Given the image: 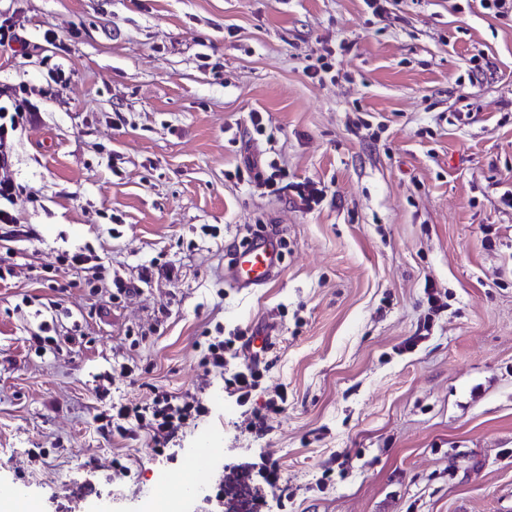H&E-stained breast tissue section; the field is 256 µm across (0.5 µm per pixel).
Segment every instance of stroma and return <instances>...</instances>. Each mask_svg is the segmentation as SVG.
I'll return each mask as SVG.
<instances>
[{
  "label": "stroma",
  "instance_id": "stroma-1",
  "mask_svg": "<svg viewBox=\"0 0 512 512\" xmlns=\"http://www.w3.org/2000/svg\"><path fill=\"white\" fill-rule=\"evenodd\" d=\"M4 20L0 101L21 91L38 112L0 169L33 231L0 227V486L39 512H142L207 442L220 455L185 512H225L213 485L266 457L284 480L253 512H512V16L481 0H0ZM323 57L331 76L310 78ZM275 166L324 200L272 192ZM275 229L277 278L235 287L231 248ZM76 251L87 267H63ZM46 322L59 348L41 356ZM220 329L271 344L252 404L281 385L287 406L263 433L198 366ZM154 388L211 409L169 455L98 431Z\"/></svg>",
  "mask_w": 512,
  "mask_h": 512
}]
</instances>
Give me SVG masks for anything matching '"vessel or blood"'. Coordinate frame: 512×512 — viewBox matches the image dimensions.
Listing matches in <instances>:
<instances>
[{
	"instance_id": "b4317fda",
	"label": "vessel or blood",
	"mask_w": 512,
	"mask_h": 512,
	"mask_svg": "<svg viewBox=\"0 0 512 512\" xmlns=\"http://www.w3.org/2000/svg\"><path fill=\"white\" fill-rule=\"evenodd\" d=\"M281 260L279 238L273 235L255 238L232 254L228 272L238 287L253 288L270 282Z\"/></svg>"
}]
</instances>
